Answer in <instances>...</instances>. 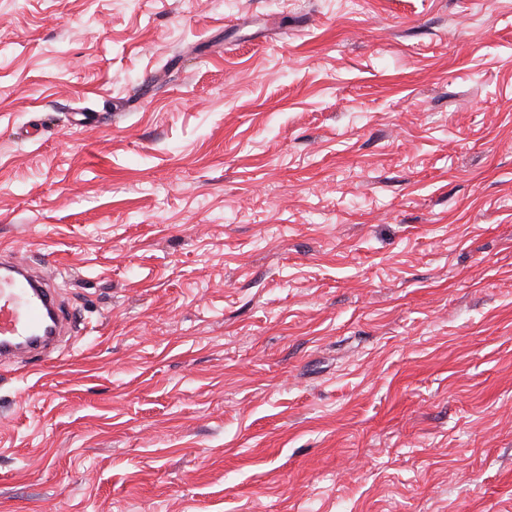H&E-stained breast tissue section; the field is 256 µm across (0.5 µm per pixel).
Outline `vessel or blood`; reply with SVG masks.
<instances>
[{
    "label": "vessel or blood",
    "mask_w": 512,
    "mask_h": 512,
    "mask_svg": "<svg viewBox=\"0 0 512 512\" xmlns=\"http://www.w3.org/2000/svg\"><path fill=\"white\" fill-rule=\"evenodd\" d=\"M64 332L54 290L36 279L25 262L0 263V361L31 356L48 362Z\"/></svg>",
    "instance_id": "1"
}]
</instances>
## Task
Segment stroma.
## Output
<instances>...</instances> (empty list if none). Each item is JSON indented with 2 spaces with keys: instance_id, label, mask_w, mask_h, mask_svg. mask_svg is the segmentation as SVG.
<instances>
[{
  "instance_id": "stroma-1",
  "label": "stroma",
  "mask_w": 512,
  "mask_h": 512,
  "mask_svg": "<svg viewBox=\"0 0 512 512\" xmlns=\"http://www.w3.org/2000/svg\"><path fill=\"white\" fill-rule=\"evenodd\" d=\"M0 249V512H512V0H0ZM47 312L52 313L51 331L42 333ZM65 333V323L56 305L53 288L36 279L26 262L1 261L0 361L21 356L38 357L41 363L54 357L55 343Z\"/></svg>"
}]
</instances>
